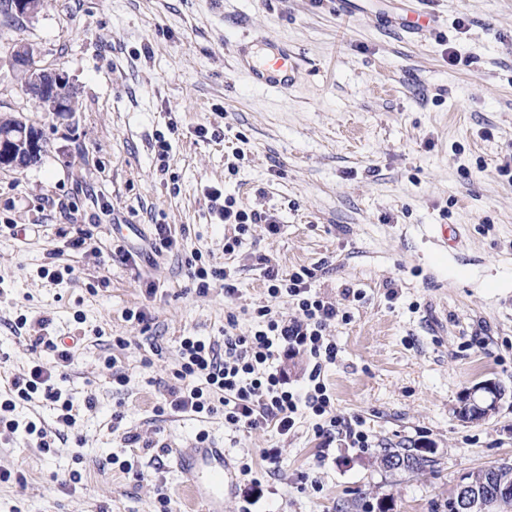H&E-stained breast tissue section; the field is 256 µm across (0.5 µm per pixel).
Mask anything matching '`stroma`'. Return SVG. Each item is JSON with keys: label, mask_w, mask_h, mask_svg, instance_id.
Segmentation results:
<instances>
[{"label": "stroma", "mask_w": 512, "mask_h": 512, "mask_svg": "<svg viewBox=\"0 0 512 512\" xmlns=\"http://www.w3.org/2000/svg\"><path fill=\"white\" fill-rule=\"evenodd\" d=\"M394 2L47 0L34 17L0 16V114L23 117L45 144L40 164L0 168V225L18 228L0 232V396L50 361L37 336L78 339L56 378L75 423L59 428L43 397L17 407L51 446L0 435V512H161L162 492L184 512L171 451L202 432L233 465L255 464L224 512L247 495L257 512H366L380 500L389 512H448L462 475L512 462V181L499 174L512 164V0H422L438 22L421 38L390 23ZM244 35L288 42L299 65L288 92L237 71ZM19 42L67 72L79 111L35 109L11 60ZM210 188L274 214L279 233L253 231L225 256L232 228L212 213ZM158 224L175 251H151ZM83 231L90 247L70 250ZM194 250L208 266H238L232 298L193 290L182 261ZM261 254L286 271L317 268L315 288L350 311L327 329L338 358L325 381L337 415L364 420L370 447L325 444L309 418L283 438L231 429L219 413L156 416L181 337H221L230 311L248 333L265 304L295 315L265 294ZM67 264L60 283L40 275ZM349 289L362 300L347 301ZM116 370L126 386L113 385ZM488 378L508 388L497 412L460 421L461 394ZM414 444L437 449L435 470L379 466V448ZM266 448L279 451L275 470L261 466Z\"/></svg>", "instance_id": "35a3bbf8"}]
</instances>
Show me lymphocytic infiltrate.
Instances as JSON below:
<instances>
[{
	"instance_id": "f902f5d3",
	"label": "lymphocytic infiltrate",
	"mask_w": 512,
	"mask_h": 512,
	"mask_svg": "<svg viewBox=\"0 0 512 512\" xmlns=\"http://www.w3.org/2000/svg\"><path fill=\"white\" fill-rule=\"evenodd\" d=\"M207 198L219 220L233 225L235 230L234 236L224 240L225 254H234L242 236L255 226H262L270 236L279 231L274 215L239 208L234 196L219 189L209 190ZM259 262L268 296L288 297L296 308L295 316L273 313L270 306L263 305L254 311L249 334H237V317L230 313L225 317L222 340L181 337L180 363L175 373L179 384L156 405V414L173 411L210 416L220 412L225 425L231 428H270L283 437L291 433L298 419L309 415L316 420V436L332 441L341 435L351 447H370V436L362 421L351 423L336 416L325 382V372L338 355L335 342L326 338L325 330L332 322L349 320V311L314 288V269L302 266L286 272L267 256L260 257ZM185 266L198 294H207L218 283L225 297L235 295L233 269L204 265L196 251L186 258ZM41 342L52 353L53 361L35 365L28 375L13 381L9 398L0 401L1 432H15L18 424L12 414L17 403L31 401L40 393L60 403L59 419L63 425L74 423L71 399L52 383L57 368L69 363L71 350L54 336L42 337ZM299 353L307 356L308 365L302 385L292 387L282 364Z\"/></svg>"
}]
</instances>
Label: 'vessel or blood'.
<instances>
[{
  "label": "vessel or blood",
  "mask_w": 512,
  "mask_h": 512,
  "mask_svg": "<svg viewBox=\"0 0 512 512\" xmlns=\"http://www.w3.org/2000/svg\"><path fill=\"white\" fill-rule=\"evenodd\" d=\"M237 55L238 69L252 86L285 89L295 82L297 63L287 44H278L269 55L254 45H242ZM173 463L192 507L199 512H223L224 497L234 488L236 472L222 448L212 442L177 448Z\"/></svg>",
  "instance_id": "obj_1"
}]
</instances>
